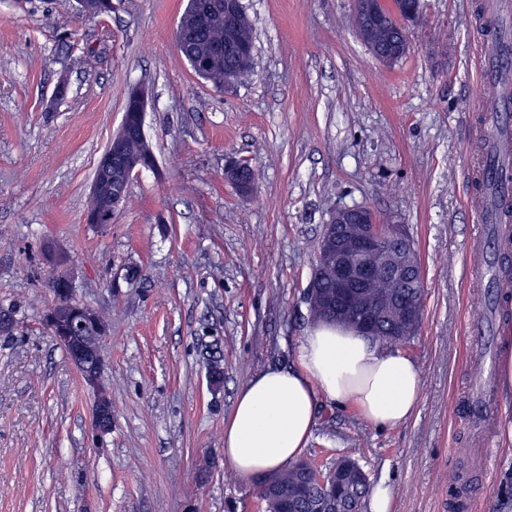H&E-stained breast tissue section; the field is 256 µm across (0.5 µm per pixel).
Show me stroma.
<instances>
[{"mask_svg":"<svg viewBox=\"0 0 512 512\" xmlns=\"http://www.w3.org/2000/svg\"><path fill=\"white\" fill-rule=\"evenodd\" d=\"M53 2L0 0V309L17 320L0 335V512H261L254 479L224 459V427L252 377L298 366L323 226L361 204L408 224L419 251L425 310L405 352L420 397L381 429L320 400L302 456L356 460L388 487L389 512H512V394L493 390L476 422L466 333L491 317L464 270L484 122L479 0H422L391 66L352 29L353 0H242L253 63L221 90L176 50L187 0H112L97 18ZM136 87L156 167L134 174L112 223H86ZM231 157L255 167L251 195L225 180ZM47 239L77 298L112 316L100 442L93 394L39 320L54 299ZM486 442L488 466H473ZM112 418V406L96 396L92 413V428L96 435L102 436L112 431Z\"/></svg>","mask_w":512,"mask_h":512,"instance_id":"1","label":"stroma"}]
</instances>
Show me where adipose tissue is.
<instances>
[{
	"label": "adipose tissue",
	"mask_w": 512,
	"mask_h": 512,
	"mask_svg": "<svg viewBox=\"0 0 512 512\" xmlns=\"http://www.w3.org/2000/svg\"><path fill=\"white\" fill-rule=\"evenodd\" d=\"M295 369L270 368L240 389L224 428V458L244 478L294 462L315 426V406L354 403L376 427L404 423L421 390L419 370L405 353L351 330L319 325L305 336Z\"/></svg>",
	"instance_id": "obj_1"
}]
</instances>
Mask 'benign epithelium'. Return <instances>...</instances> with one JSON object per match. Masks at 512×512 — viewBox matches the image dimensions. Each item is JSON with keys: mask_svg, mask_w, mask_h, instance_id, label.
<instances>
[{"mask_svg": "<svg viewBox=\"0 0 512 512\" xmlns=\"http://www.w3.org/2000/svg\"><path fill=\"white\" fill-rule=\"evenodd\" d=\"M242 10L241 0H212L206 10L194 5L180 18L175 39L183 40V33L192 23H199L208 14L224 13L227 27H232ZM230 51L214 49L204 58L191 59V66L201 76L216 68H224V75L232 74V65L225 62ZM144 133V127H129L122 120L96 164L95 178L90 194L99 193L103 184H114L119 192L104 195L96 210L85 215L88 224L103 225L118 214L124 206L122 191L128 188L132 176L152 164L149 154H134L126 143ZM225 177L242 195L253 191L254 183L247 178L241 162L231 160L225 165ZM45 261L51 268L50 287L54 300L44 319L53 339L68 349L69 358L78 369L88 389L97 391L101 363L96 353L98 337L105 334L99 312L92 306L70 298L73 279L70 273H61L66 259L52 247L45 249ZM319 273H326L336 282V323L364 336H378L384 326L419 322L421 308L416 297L388 298L374 305L367 297L380 283L387 281L394 288H414L420 279L417 251L409 227L397 219L387 224L378 222L375 213L366 206L338 207L332 213L322 238V258ZM112 406L96 398L92 413V428L98 436L112 431Z\"/></svg>", "mask_w": 512, "mask_h": 512, "instance_id": "obj_1", "label": "benign epithelium"}]
</instances>
